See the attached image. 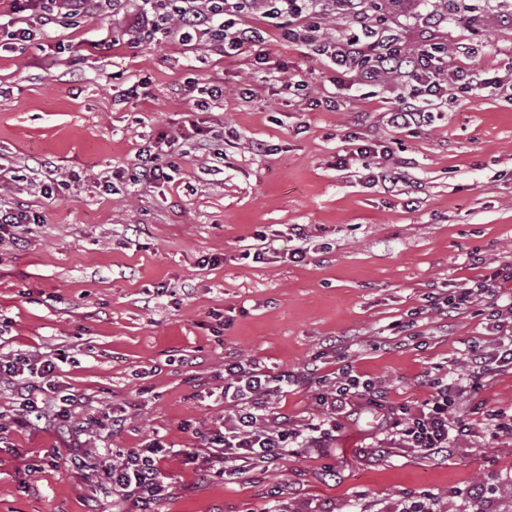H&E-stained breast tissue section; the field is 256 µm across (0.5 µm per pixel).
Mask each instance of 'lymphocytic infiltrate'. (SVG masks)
Listing matches in <instances>:
<instances>
[{"instance_id": "f902f5d3", "label": "lymphocytic infiltrate", "mask_w": 512, "mask_h": 512, "mask_svg": "<svg viewBox=\"0 0 512 512\" xmlns=\"http://www.w3.org/2000/svg\"><path fill=\"white\" fill-rule=\"evenodd\" d=\"M258 3L271 19L306 16L317 8V0H16L14 10L22 14L23 25L13 30L10 37L19 42L28 41L34 28L60 18L96 16L109 20L119 16L125 21L123 31L130 41H150L164 31L184 44L205 43L216 51L232 54L260 43L256 30L236 23L238 14ZM299 39L317 47L338 73L357 77L365 84L378 85L386 76H398L403 91L386 114L388 126L396 130L428 124L432 114L427 111V104L442 98L449 86H456L466 94L477 88L503 86L496 65H488L485 77L472 81L465 66L449 65L442 46L432 45L406 53L393 34L366 25L358 16L354 17L346 36L325 38L313 27L300 34ZM183 143V137L162 133L144 144L136 154L132 181L154 184L171 181L164 160ZM42 221L41 212L29 205L0 206V244L24 246L30 225ZM466 360L473 367L469 380L426 376L425 382L431 390L427 399L412 408L391 409L386 419L390 444L435 455L445 451L452 436L471 432V424L455 411L454 404L462 390L473 393L480 390L489 368L488 357L480 347H470ZM57 368V363L48 357L18 354L0 359V381L19 384L29 418L39 420L50 413L66 427L82 431L94 428L105 434L122 426L124 419L120 416L105 420L78 417L73 398L63 392L65 384ZM317 370V365L310 363L302 371L271 376L237 362L225 364L224 385L218 401L229 407L230 413L214 426L200 431L205 448L241 470L280 458L297 448L324 447L331 438L333 415L355 402L362 406L376 404L378 390L374 383L346 373L340 378L335 394L316 396L319 405L325 407L327 418L299 429L285 423H270L273 393L290 386L315 385ZM166 454L163 442L155 440L141 448L82 451L78 466L110 483L113 492L122 498L136 500L146 507L162 496L166 488L159 467Z\"/></svg>"}]
</instances>
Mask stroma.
<instances>
[{"label": "stroma", "instance_id": "1", "mask_svg": "<svg viewBox=\"0 0 512 512\" xmlns=\"http://www.w3.org/2000/svg\"><path fill=\"white\" fill-rule=\"evenodd\" d=\"M360 10L396 34L406 52L441 42L449 63L480 71L496 63L512 79V22L501 0H404ZM242 26L260 29L269 63L253 51L232 57L159 36L127 41L124 24L77 18L0 48V161L56 170L67 185L52 198L26 181L0 186V205L42 212L25 247L0 245V357L63 358L80 417L111 406L124 416L110 440L88 430L82 446L140 448L162 439L174 453L160 467L167 490L150 512H393L430 491L446 512H512V435L484 421L442 456L386 442L385 409L428 395L424 372L464 376L469 345L495 352L499 334L475 308L447 319L423 313L428 295L512 265V98L491 89L460 98L448 90L432 122L397 133L385 113L397 83L334 84V67L288 37L260 10ZM467 43L468 58L455 48ZM74 51H67V44ZM217 82L224 100L202 111L188 83ZM137 86L117 101L118 92ZM210 150L173 155L163 185L97 179L132 168L139 148L189 122ZM394 141V188L365 184L362 165L335 167L348 134ZM268 145L256 153L253 143ZM302 225L305 240L290 238ZM273 245L263 261L245 251L256 235ZM306 247L303 259L290 252ZM344 360L326 359L333 384L341 364L372 379L381 405L350 406L324 448L261 463L234 480H214L219 460L187 462L191 430L221 419L208 391L224 365L299 371L334 341ZM512 406V370L495 372L479 400ZM16 388L0 382V512H137L94 476L46 453L75 439L51 421L19 424ZM291 425L322 416L313 389L294 386L272 400Z\"/></svg>", "mask_w": 512, "mask_h": 512}]
</instances>
